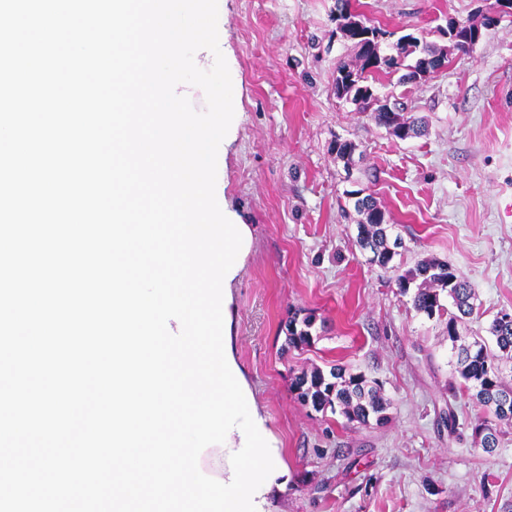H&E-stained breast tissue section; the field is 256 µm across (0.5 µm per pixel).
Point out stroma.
<instances>
[{
    "label": "stroma",
    "instance_id": "stroma-1",
    "mask_svg": "<svg viewBox=\"0 0 512 512\" xmlns=\"http://www.w3.org/2000/svg\"><path fill=\"white\" fill-rule=\"evenodd\" d=\"M495 2L221 0L238 132L216 197L254 232L235 289L238 353L293 475L280 512H512V425L483 451L482 408L450 387L445 317L416 313L391 273L369 263L348 196L376 199L402 240L400 271L436 258L468 282L479 313L460 335H485L512 312V16L484 27ZM345 5L386 30L381 50L408 33L445 49L446 68L420 82L372 81L423 121L420 136L399 140L337 99L336 68L356 60L336 29ZM451 21L483 26L472 51L440 38ZM339 138L357 146L351 165L332 150ZM308 315L311 345L290 347L289 320ZM334 366L380 385L386 424L297 398L294 376Z\"/></svg>",
    "mask_w": 512,
    "mask_h": 512
}]
</instances>
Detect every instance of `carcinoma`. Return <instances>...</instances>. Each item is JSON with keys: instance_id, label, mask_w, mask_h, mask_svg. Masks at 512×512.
Segmentation results:
<instances>
[{"instance_id": "obj_1", "label": "carcinoma", "mask_w": 512, "mask_h": 512, "mask_svg": "<svg viewBox=\"0 0 512 512\" xmlns=\"http://www.w3.org/2000/svg\"><path fill=\"white\" fill-rule=\"evenodd\" d=\"M372 37L358 38L353 30L344 31L347 40L357 48L359 66L341 63L336 68L334 91L336 97L352 103L359 112H368L375 123L385 128L400 140L419 134L417 122L403 118L399 106L388 109L375 104V93L369 83V76L385 72L391 74L403 71L399 81L413 82L423 78L422 59L439 53L438 46L423 43L417 37L407 34L392 44L393 53L381 55L376 36L385 34L381 28L368 26ZM457 49L467 52L481 37V28L475 25L450 23L444 31ZM355 210L363 215L358 224L357 242L359 247L372 254L371 261L388 269L397 249L402 247L400 238H391V225L386 223L385 213L377 206L371 195L355 191ZM395 283L403 295H411L412 307L418 313L433 317L445 310L443 298L451 301L453 310L448 312V340L456 349L455 371L460 378V387L473 392L486 417L476 428L481 436L482 449L491 453L498 446L501 426L512 425V385L502 379V369L512 367V319L509 313L499 312L489 327L494 337L497 353H491L485 342H468L461 339L458 322L474 313V296L465 280L448 263L435 258L419 260L414 268L395 276ZM313 318L305 317L302 322L291 321L288 325V344L295 348L310 345V329ZM291 390L302 402L316 410L327 407L341 409L350 422L368 426L371 422L382 424L388 421L389 404L380 394V389L368 384L361 374L347 375L340 368L329 373L316 370L297 375L291 383Z\"/></svg>"}]
</instances>
